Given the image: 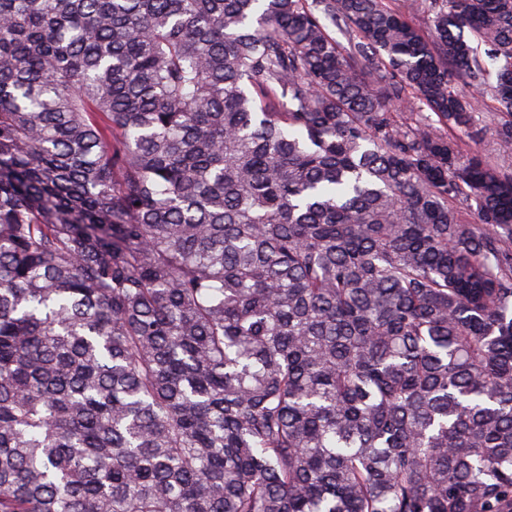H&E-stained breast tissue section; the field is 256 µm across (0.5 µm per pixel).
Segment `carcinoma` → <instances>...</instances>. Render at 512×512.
Returning a JSON list of instances; mask_svg holds the SVG:
<instances>
[{
  "instance_id": "1",
  "label": "carcinoma",
  "mask_w": 512,
  "mask_h": 512,
  "mask_svg": "<svg viewBox=\"0 0 512 512\" xmlns=\"http://www.w3.org/2000/svg\"><path fill=\"white\" fill-rule=\"evenodd\" d=\"M0 512H512V0H0ZM476 112H479L478 118L480 126H483V134L478 140H471L466 136H462L463 141L466 144L467 150H478L484 154H487L493 150V125L486 118V111L483 108V104H479Z\"/></svg>"
}]
</instances>
